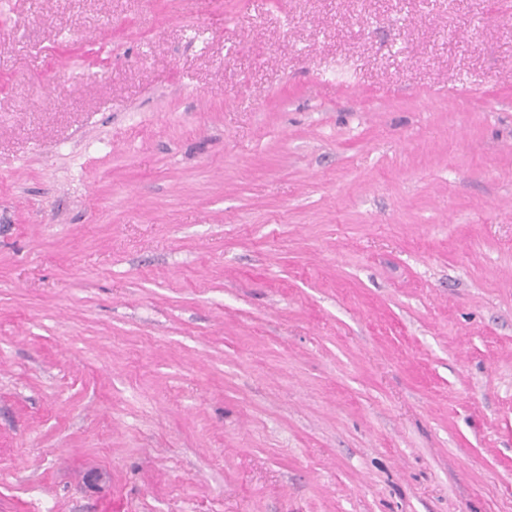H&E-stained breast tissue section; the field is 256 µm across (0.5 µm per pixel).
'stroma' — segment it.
Returning a JSON list of instances; mask_svg holds the SVG:
<instances>
[{"label": "stroma", "instance_id": "obj_1", "mask_svg": "<svg viewBox=\"0 0 512 512\" xmlns=\"http://www.w3.org/2000/svg\"><path fill=\"white\" fill-rule=\"evenodd\" d=\"M0 512H512V0H0Z\"/></svg>", "mask_w": 512, "mask_h": 512}]
</instances>
